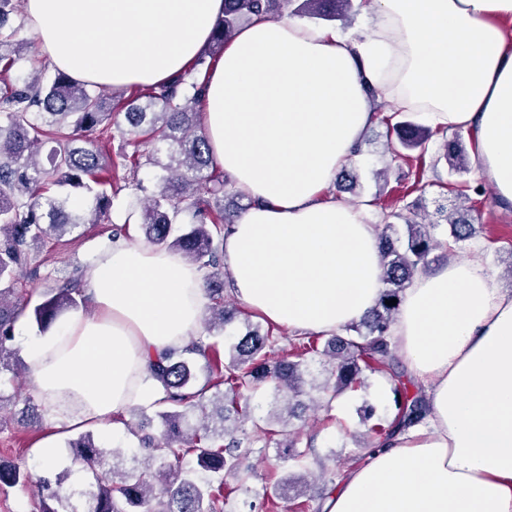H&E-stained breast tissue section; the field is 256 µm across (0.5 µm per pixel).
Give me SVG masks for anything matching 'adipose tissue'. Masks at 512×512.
Wrapping results in <instances>:
<instances>
[{"label": "adipose tissue", "mask_w": 512, "mask_h": 512, "mask_svg": "<svg viewBox=\"0 0 512 512\" xmlns=\"http://www.w3.org/2000/svg\"><path fill=\"white\" fill-rule=\"evenodd\" d=\"M41 52L73 79L160 85L206 53L224 0H25ZM213 160L251 200L224 238L236 297L270 322L332 333L381 291L378 217L330 195L372 113L367 86L438 130L474 133L481 179L512 206V0H366L346 32L253 19L203 75ZM81 310L22 332L31 393L67 427L156 399L149 363L197 339L192 264L117 241ZM430 412L349 470L324 512H512V294L477 256L421 272L391 328Z\"/></svg>", "instance_id": "ef3b65f1"}]
</instances>
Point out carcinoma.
Listing matches in <instances>:
<instances>
[{
  "instance_id": "carcinoma-1",
  "label": "carcinoma",
  "mask_w": 512,
  "mask_h": 512,
  "mask_svg": "<svg viewBox=\"0 0 512 512\" xmlns=\"http://www.w3.org/2000/svg\"><path fill=\"white\" fill-rule=\"evenodd\" d=\"M297 2L292 14L323 21L345 20L354 12L353 0H224V17L213 35L212 53L224 51V42L255 16L272 18L285 4ZM14 0H0V102L8 109L7 125L0 124V374L17 367L12 348L14 325L30 304L19 296L16 277L27 267L39 244L52 235L61 237L86 223L84 212L96 217L106 213L112 185V155L103 143L80 141L78 133L112 126V99L55 70L46 83L40 75L18 82L9 79L20 59L17 29L11 18ZM205 64L200 59L190 70L170 83L144 86L127 102L126 120L130 133L138 138L143 150L132 156L130 172L141 161L156 163L166 155L169 171L159 194L143 206L141 228L146 239L161 247L181 253L204 276L211 326L223 331L233 324L240 311L226 303L221 286L224 268V235L233 220L224 209L227 181L216 174L206 133L199 123L195 105L201 100L203 85L196 73ZM387 127L388 154L394 161L404 150H426L432 132L409 120L398 119L394 112L381 118ZM53 147L42 157L44 143ZM457 141L444 144L443 157L451 169H467ZM456 198L470 199L483 192L482 185L449 186ZM384 232L380 235L381 284L375 307L360 321L341 328L344 335L329 338L303 334L291 340L288 353L271 357L279 341L273 325L261 329L249 323L237 332L228 347L229 360L220 359L216 343L201 336L180 353H169L152 364V376L161 389L156 404L162 432L144 433V425L131 429L139 437L144 451V468L126 473L119 465L106 470L107 451L96 445L90 433L70 443L75 459L91 471L92 489L77 494L61 493L68 473L55 479H33L30 471L9 462H0V481L11 484L38 483L41 492L36 512H79L88 502L86 512H224L227 494L242 492L245 512H276L275 498L252 491L247 481L253 468L246 461L254 444L273 448L302 469L307 468L311 449L297 448V432L292 420H300L310 409L303 397L316 390L327 405L336 395L364 384V372L395 378L396 355L389 341L391 326L399 305H387L403 292L415 273L429 266L430 254L440 246L462 249L475 237L473 225L462 220L458 208L440 203L434 218L425 222L411 220L399 210L383 212ZM402 220L406 239L395 245L388 231ZM444 220L450 228V242L435 239L431 229ZM82 274L74 270L62 284L45 294L33 313L41 327H49L63 312L79 308L83 301ZM204 362L210 379L197 382L196 366ZM327 366L328 376L319 385L308 380L311 363ZM271 387L272 410L257 417L249 405L258 389ZM395 413L387 425L377 424L371 431L374 443L382 447L396 433L421 423L429 411L423 389L409 392L406 384L393 387ZM204 422H191L195 413ZM254 428L251 436H240L244 424ZM209 472L219 478L231 476L236 485L223 493L212 486ZM304 476L285 477L276 498L292 502L293 512H308L303 495Z\"/></svg>"
}]
</instances>
